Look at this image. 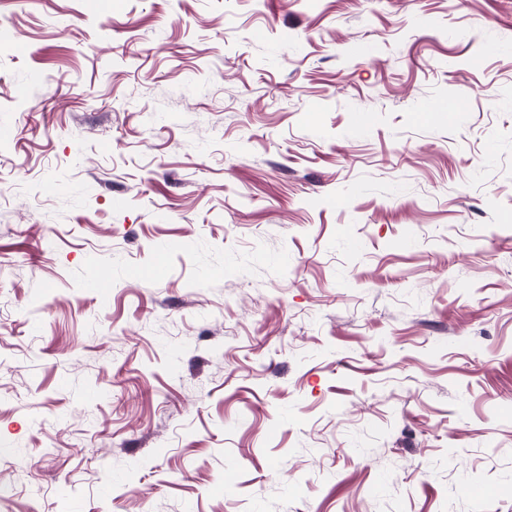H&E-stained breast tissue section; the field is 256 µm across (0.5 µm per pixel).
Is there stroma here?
I'll list each match as a JSON object with an SVG mask.
<instances>
[{"label": "stroma", "mask_w": 512, "mask_h": 512, "mask_svg": "<svg viewBox=\"0 0 512 512\" xmlns=\"http://www.w3.org/2000/svg\"><path fill=\"white\" fill-rule=\"evenodd\" d=\"M0 126V512H512V0H0Z\"/></svg>", "instance_id": "obj_1"}]
</instances>
